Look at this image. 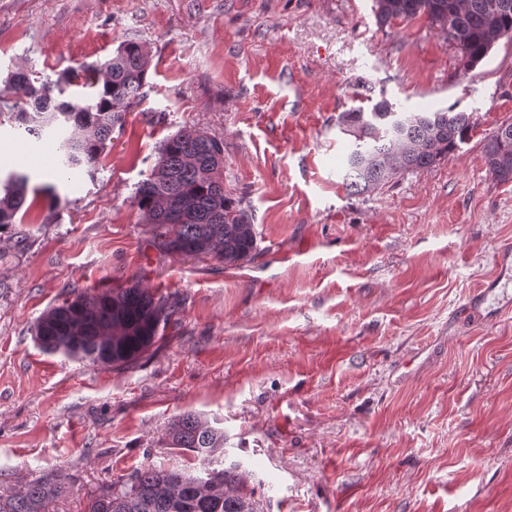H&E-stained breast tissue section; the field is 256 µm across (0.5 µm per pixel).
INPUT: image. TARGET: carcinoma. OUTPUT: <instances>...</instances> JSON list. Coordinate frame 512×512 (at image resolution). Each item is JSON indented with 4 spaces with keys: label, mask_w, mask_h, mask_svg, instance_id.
<instances>
[{
    "label": "carcinoma",
    "mask_w": 512,
    "mask_h": 512,
    "mask_svg": "<svg viewBox=\"0 0 512 512\" xmlns=\"http://www.w3.org/2000/svg\"><path fill=\"white\" fill-rule=\"evenodd\" d=\"M490 0H374L382 25L424 17L436 26L452 14L456 38L466 69L476 67L491 51L485 40ZM150 69L143 47L129 41L101 67L88 66L83 74L55 81H39L15 71L8 79L11 98L0 99V126L10 122L36 139L52 131L58 138L60 164L68 172L92 171L123 125L126 112L140 101ZM79 79L86 90L84 103L63 96ZM421 121L407 125L401 138L391 133L397 121L390 104L378 101L370 111L344 112L338 126L354 138L345 161L343 184L356 194L374 193L399 173L385 161L399 142L415 141L418 150L405 161L404 171L431 168L463 142L472 129L470 116L450 107L420 113ZM485 139L483 152L490 173L502 183L512 182V122ZM155 166L162 175L147 174L137 186L135 203L152 226L160 248L181 253L197 250L229 265L251 257L257 234L246 211L224 194V143L184 127L161 144ZM28 195V177L10 171L0 178V229L15 223ZM172 316L166 301L147 288L133 284L93 294L77 287L70 297L48 309L35 327L41 348L68 357L100 362L106 351L115 365L126 367L154 343L161 323ZM164 447L191 454L204 470L213 472L212 484L197 485L199 477L181 469L147 467L103 485L88 501L87 512H261L253 494L245 492L233 468L216 469L224 456V430L187 412L177 416L164 434ZM68 477L56 475L30 482L5 498L0 512H45L48 503L68 489Z\"/></svg>",
    "instance_id": "obj_1"
}]
</instances>
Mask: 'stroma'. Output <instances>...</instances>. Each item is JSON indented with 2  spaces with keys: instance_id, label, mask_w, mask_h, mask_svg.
I'll return each mask as SVG.
<instances>
[{
  "instance_id": "35a3bbf8",
  "label": "stroma",
  "mask_w": 512,
  "mask_h": 512,
  "mask_svg": "<svg viewBox=\"0 0 512 512\" xmlns=\"http://www.w3.org/2000/svg\"><path fill=\"white\" fill-rule=\"evenodd\" d=\"M130 40L143 99L95 171L60 177L53 137L0 127V169L36 196L0 230V494L60 469L75 484L49 512H84L133 470H197L158 444L193 412L262 512H512V315L463 311L512 243V183L483 154L512 122V40L468 70L446 31L379 26L374 0H0V96L10 70L54 80ZM381 99L473 128L357 195L336 119ZM184 127L224 143V192L258 239L238 265L164 251L134 202ZM135 283L173 307L136 363L35 342L72 287Z\"/></svg>"
}]
</instances>
